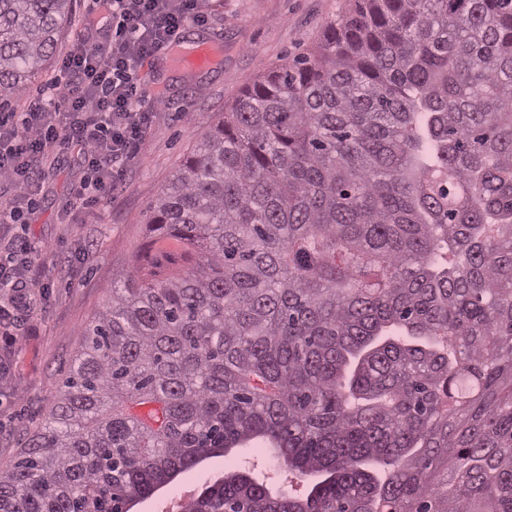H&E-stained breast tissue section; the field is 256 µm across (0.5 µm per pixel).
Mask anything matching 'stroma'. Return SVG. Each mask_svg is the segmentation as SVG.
Listing matches in <instances>:
<instances>
[{
	"label": "stroma",
	"mask_w": 512,
	"mask_h": 512,
	"mask_svg": "<svg viewBox=\"0 0 512 512\" xmlns=\"http://www.w3.org/2000/svg\"><path fill=\"white\" fill-rule=\"evenodd\" d=\"M350 0H216L213 21L190 28L187 43L218 49L215 64L182 76L174 55L145 62L141 76L150 95L162 97L148 142L126 170L122 186L80 223H66L62 208L77 155L49 175L32 223L20 231L44 250L45 300L35 331L12 346L0 343V470L9 469L30 437L41 429L55 392L82 345V331L108 302L112 286L132 265L150 269L162 262L150 246L146 224L151 207L181 168L199 133L220 121L252 79L293 57L309 53L328 23L340 22ZM92 0H72L56 54L28 84L36 90L57 73L58 57L70 47ZM237 470L275 494L306 495L314 479L289 474L263 448H235L202 461L139 503L135 512H165L185 487L201 490Z\"/></svg>",
	"instance_id": "stroma-1"
}]
</instances>
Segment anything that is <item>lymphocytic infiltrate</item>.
Masks as SVG:
<instances>
[{
  "label": "lymphocytic infiltrate",
  "instance_id": "1",
  "mask_svg": "<svg viewBox=\"0 0 512 512\" xmlns=\"http://www.w3.org/2000/svg\"><path fill=\"white\" fill-rule=\"evenodd\" d=\"M101 16L86 15L58 63V78L24 94L19 112L0 113V182L11 195L0 201V335L33 328L40 309L42 250L16 234L36 211L43 167L76 149L79 175L71 180L66 214L87 213L119 187L145 146L156 102L141 69L206 25L210 0H98Z\"/></svg>",
  "mask_w": 512,
  "mask_h": 512
}]
</instances>
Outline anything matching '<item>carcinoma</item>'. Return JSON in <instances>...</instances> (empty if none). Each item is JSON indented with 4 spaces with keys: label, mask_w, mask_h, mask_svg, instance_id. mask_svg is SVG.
Segmentation results:
<instances>
[{
    "label": "carcinoma",
    "mask_w": 512,
    "mask_h": 512,
    "mask_svg": "<svg viewBox=\"0 0 512 512\" xmlns=\"http://www.w3.org/2000/svg\"><path fill=\"white\" fill-rule=\"evenodd\" d=\"M70 0H0V94ZM83 332L0 512H132L256 439L182 512H512V0H362L201 133ZM279 462L273 453L264 448H233L226 456L208 458L191 471L177 476L171 483L139 503L133 511L168 512L164 510L166 504L176 498L185 487L190 486L199 493L202 487L221 478L227 471L246 473L258 482H263L273 494H288L289 491L291 494L303 496L318 480V477H297L289 474L287 467H279Z\"/></svg>",
    "instance_id": "obj_1"
}]
</instances>
